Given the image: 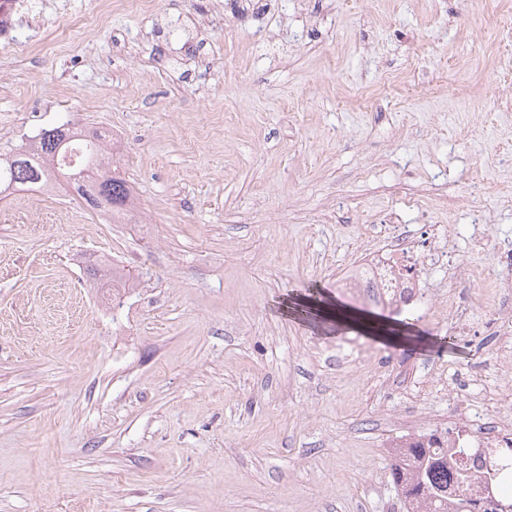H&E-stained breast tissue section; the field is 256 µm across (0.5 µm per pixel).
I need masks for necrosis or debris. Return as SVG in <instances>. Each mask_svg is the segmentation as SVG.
I'll return each mask as SVG.
<instances>
[{"instance_id": "1", "label": "necrosis or debris", "mask_w": 512, "mask_h": 512, "mask_svg": "<svg viewBox=\"0 0 512 512\" xmlns=\"http://www.w3.org/2000/svg\"><path fill=\"white\" fill-rule=\"evenodd\" d=\"M383 229L384 244L349 262L342 287L370 288L384 306L444 310L451 321L467 324L468 308L430 287L431 273L441 266L467 282L483 277L482 271L464 263L449 247L448 225L425 224L419 233L410 235L403 231L396 216L388 213ZM430 390L447 396L454 429L447 432L417 420H404L398 435L389 440V447L422 444L447 449L449 470H464L469 477L468 495L476 501L472 512H501L503 503H512V466L502 461L503 449L512 447V383L501 385L493 411L483 401L452 397L446 379H432Z\"/></svg>"}]
</instances>
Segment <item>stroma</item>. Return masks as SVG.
I'll use <instances>...</instances> for the list:
<instances>
[{
  "instance_id": "35a3bbf8",
  "label": "stroma",
  "mask_w": 512,
  "mask_h": 512,
  "mask_svg": "<svg viewBox=\"0 0 512 512\" xmlns=\"http://www.w3.org/2000/svg\"><path fill=\"white\" fill-rule=\"evenodd\" d=\"M0 52V153L111 135L140 208L106 224L64 175L0 195V512H399L387 418L447 419L428 380L502 383L473 253L512 241V0H40ZM446 224L483 284L458 335L336 285L365 227ZM119 262L135 284L88 273ZM427 347L284 317L310 285ZM488 220L485 215H477V222L473 225L474 235V250L486 251L491 250L496 262L503 268L510 271L512 269V243L496 242L492 235L489 234Z\"/></svg>"
}]
</instances>
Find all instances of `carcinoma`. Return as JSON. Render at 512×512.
I'll list each match as a JSON object with an SVG mask.
<instances>
[{
  "instance_id": "carcinoma-1",
  "label": "carcinoma",
  "mask_w": 512,
  "mask_h": 512,
  "mask_svg": "<svg viewBox=\"0 0 512 512\" xmlns=\"http://www.w3.org/2000/svg\"><path fill=\"white\" fill-rule=\"evenodd\" d=\"M101 135L78 134L64 126L43 132L33 150L16 152L0 161V192L13 185L36 184L48 180L49 171L63 172L74 180L77 192L94 209L107 206L112 218L123 221L131 211L132 192L119 174H105L101 181L90 179L89 172L100 166ZM409 456L417 466L409 469L391 466L396 486L403 489L408 512H463L467 478L448 474V464L438 467L426 460L424 449L410 448Z\"/></svg>"
}]
</instances>
